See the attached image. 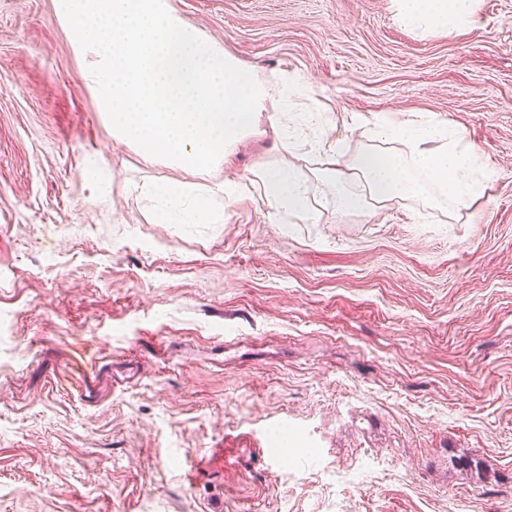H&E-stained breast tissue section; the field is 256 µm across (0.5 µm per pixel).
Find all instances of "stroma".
<instances>
[{
  "label": "stroma",
  "mask_w": 512,
  "mask_h": 512,
  "mask_svg": "<svg viewBox=\"0 0 512 512\" xmlns=\"http://www.w3.org/2000/svg\"><path fill=\"white\" fill-rule=\"evenodd\" d=\"M264 79L351 115H425L493 170L452 222L338 209L267 120L203 173L111 135L60 0H0V512H512V0L451 33L393 0H168ZM299 166L315 224L258 196L159 224L154 181ZM100 358L86 395L60 379ZM484 464L471 473L468 459Z\"/></svg>",
  "instance_id": "stroma-1"
}]
</instances>
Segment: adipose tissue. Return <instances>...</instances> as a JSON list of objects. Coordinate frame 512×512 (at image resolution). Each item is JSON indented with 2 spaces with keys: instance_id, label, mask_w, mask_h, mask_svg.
Segmentation results:
<instances>
[{
  "instance_id": "1",
  "label": "adipose tissue",
  "mask_w": 512,
  "mask_h": 512,
  "mask_svg": "<svg viewBox=\"0 0 512 512\" xmlns=\"http://www.w3.org/2000/svg\"><path fill=\"white\" fill-rule=\"evenodd\" d=\"M395 6L410 29L451 32L470 22L475 0H395ZM63 7L81 44L96 55L92 82L113 137L144 160L206 169L264 115L280 148L292 152L302 144L325 158L323 173L340 210L370 219L387 204L410 199L431 207L444 201L449 216L459 215L484 196L492 178L472 145L430 117L416 124L375 118L380 148L344 164L342 142L326 134L324 113H301L297 129L285 120L309 98L308 85L285 73L260 79L177 18L168 0H63ZM252 183L262 189L269 223L315 222L309 180L297 165L260 166ZM248 186L227 180L200 190L162 181L148 193L157 223L220 224L215 195L240 196Z\"/></svg>"
}]
</instances>
